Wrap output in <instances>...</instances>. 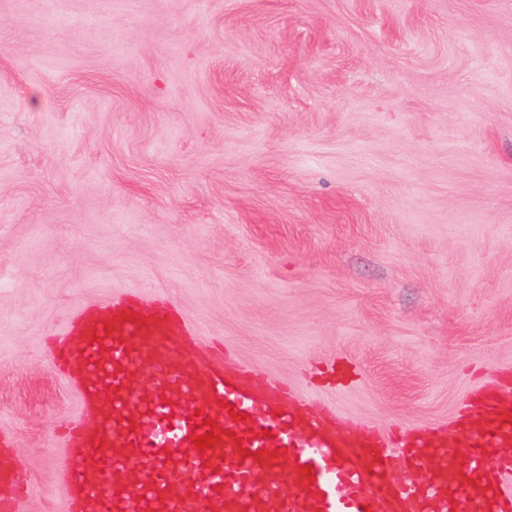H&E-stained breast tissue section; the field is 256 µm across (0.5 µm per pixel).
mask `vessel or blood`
Masks as SVG:
<instances>
[{"label": "vessel or blood", "mask_w": 512, "mask_h": 512, "mask_svg": "<svg viewBox=\"0 0 512 512\" xmlns=\"http://www.w3.org/2000/svg\"><path fill=\"white\" fill-rule=\"evenodd\" d=\"M81 409L56 462L67 512H512V379L469 398L448 439L410 431L392 455L369 426L232 366L198 345L165 300L125 298L73 315L47 350ZM147 375L146 389L130 386ZM208 435L210 448H195ZM121 470V480L105 471ZM26 479L0 473V512Z\"/></svg>", "instance_id": "b4317fda"}]
</instances>
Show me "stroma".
Segmentation results:
<instances>
[{"mask_svg": "<svg viewBox=\"0 0 512 512\" xmlns=\"http://www.w3.org/2000/svg\"><path fill=\"white\" fill-rule=\"evenodd\" d=\"M128 295L337 421L452 428L512 372V0H0L23 512H65L80 412L46 342Z\"/></svg>", "mask_w": 512, "mask_h": 512, "instance_id": "35a3bbf8", "label": "stroma"}]
</instances>
